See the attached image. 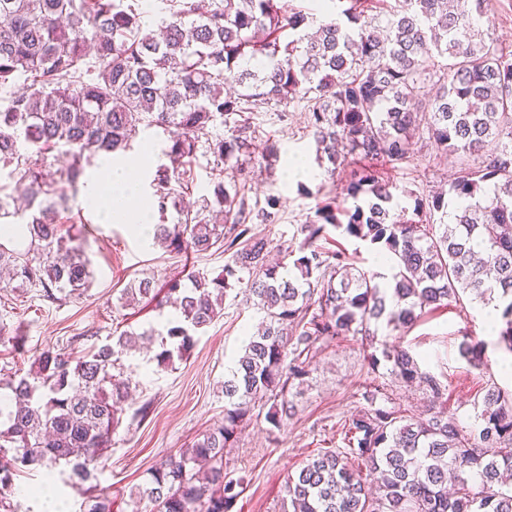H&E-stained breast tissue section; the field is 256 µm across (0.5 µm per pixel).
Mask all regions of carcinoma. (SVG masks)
<instances>
[{
	"mask_svg": "<svg viewBox=\"0 0 512 512\" xmlns=\"http://www.w3.org/2000/svg\"><path fill=\"white\" fill-rule=\"evenodd\" d=\"M158 3L153 34L143 31L141 0H0V171L17 178L12 193L0 186V224L22 229L21 241L0 240L8 280L52 303L90 288L91 261L81 245H67L61 215L86 164L129 150L150 128L167 135L153 177L158 211L178 214L155 225L154 244L228 255L222 274L191 270L187 285L166 281L178 314L164 330L125 331L82 355L44 350L6 381L0 512H19L14 477L24 469L71 484L97 479L126 413L122 375L134 336L160 339L154 360L173 366L223 314L233 277L264 312L262 326L224 377V421L133 491L154 512H229L242 479L224 472V448L259 403H271L266 420L281 427L289 388L309 374L320 340L358 337L371 348L374 325L403 336L426 311L467 294L503 304L500 344L512 354V56L490 25V0H402L384 23L363 0H329L347 23L322 21L311 35L309 17L288 0ZM427 84L435 93L424 100ZM300 99L314 102L316 162L332 173L348 155L364 163L346 173L343 200L316 204L302 241L283 250L292 266L280 267L251 223L276 221L281 198L251 206L241 172L246 162L269 169L279 154L268 141L255 158L251 115ZM219 125L222 135L213 133ZM423 141L457 160L446 194L401 191L381 175ZM200 151L214 157L213 189L190 203L189 167ZM403 197L413 200L406 220L394 217L406 211ZM331 229L380 245L391 275L320 245ZM124 298L155 299L153 280L131 283ZM459 351L485 365L471 334ZM367 359L425 391L427 415L392 405L383 385L365 390L346 447L287 476L291 512H512V393L490 388L469 430L448 415L447 386L407 350L384 344ZM85 507L112 512V499L101 491Z\"/></svg>",
	"mask_w": 512,
	"mask_h": 512,
	"instance_id": "carcinoma-1",
	"label": "carcinoma"
}]
</instances>
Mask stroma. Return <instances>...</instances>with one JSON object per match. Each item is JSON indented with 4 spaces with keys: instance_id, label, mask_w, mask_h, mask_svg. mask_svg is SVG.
I'll list each match as a JSON object with an SVG mask.
<instances>
[{
    "instance_id": "1",
    "label": "stroma",
    "mask_w": 512,
    "mask_h": 512,
    "mask_svg": "<svg viewBox=\"0 0 512 512\" xmlns=\"http://www.w3.org/2000/svg\"><path fill=\"white\" fill-rule=\"evenodd\" d=\"M308 113L301 103L283 112L253 115L256 145L270 139L280 152L273 170L255 167L249 192L253 201L270 195L282 198L277 221L255 227L273 247H286L301 224L313 217L319 196L341 193L345 183L343 176L329 177L323 169L302 185L288 179L290 158L315 156ZM165 142L162 131H141L131 150L114 161L95 159L85 167L82 180L90 182L115 163L133 167L142 172L145 201L153 202L151 181ZM456 168L455 159L425 145L409 162L387 168L386 174L399 187L428 195L447 184ZM62 232L84 242L93 270L92 286L82 296L54 304L22 288L0 290L2 380L16 370L28 369L34 353L67 347L74 336L102 344L125 331L138 332L151 325L163 328L173 315L172 308L122 304L123 289L135 280L150 277L162 284L193 269L213 276L224 270L223 252L197 255L148 246L129 225L101 221L80 198L64 214ZM261 320V313L244 295H231L224 301L223 315L196 335L187 359L173 368L159 370L149 350L127 358L133 403H150L151 410L141 421L123 417L112 435L106 466L98 476L99 488L112 498V512H152V503L136 500L132 489L144 483L149 469L161 459L190 447L198 435L223 421L224 374ZM467 333L484 342L486 366L472 367L460 356L458 347ZM377 338L407 348L423 369L447 385L448 411L460 425L473 423L475 407L489 386L512 390V377L500 370L506 353L499 336L487 324L485 307L469 299L428 314L402 337L379 327ZM388 379L385 368L371 369L360 342L342 337L319 341L310 374L290 390L292 416L276 429L266 421L264 411L254 410L234 446L225 450L229 469L245 479L232 512H284L287 475L319 452L341 447L343 425L365 405L363 386Z\"/></svg>"
}]
</instances>
